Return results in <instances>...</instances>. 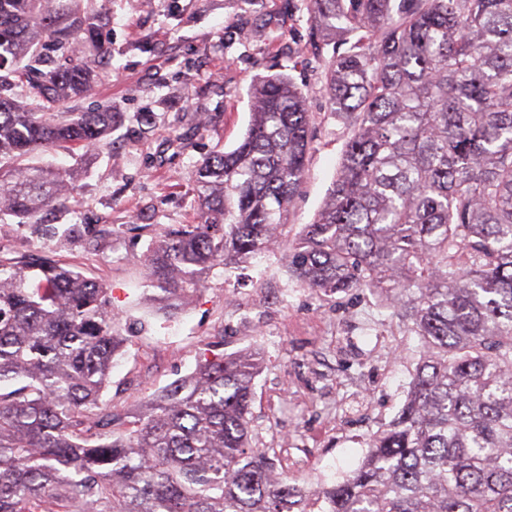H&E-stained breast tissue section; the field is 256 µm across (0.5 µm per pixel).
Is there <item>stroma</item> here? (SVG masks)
Listing matches in <instances>:
<instances>
[{"label": "stroma", "mask_w": 512, "mask_h": 512, "mask_svg": "<svg viewBox=\"0 0 512 512\" xmlns=\"http://www.w3.org/2000/svg\"><path fill=\"white\" fill-rule=\"evenodd\" d=\"M107 50L93 91L68 112L111 111L122 120L108 144L27 158L77 176L76 199L41 223L0 218V251L49 256L78 266L110 290L126 336L105 400L136 410L189 375L209 344L224 354L258 349L255 444L280 449L299 483L343 480L370 436L402 406L418 338L377 296H327L300 287L280 255L238 269L216 268L176 317L144 301L151 286L141 259L155 236L199 221L191 185L198 164L231 149L250 120L251 86L284 72L303 88L312 143L286 239L310 223L327 197L345 142L328 108L330 49L310 45L306 0H89ZM77 224L81 238L62 232Z\"/></svg>", "instance_id": "obj_1"}]
</instances>
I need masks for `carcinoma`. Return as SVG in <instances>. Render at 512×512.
Returning a JSON list of instances; mask_svg holds the SVG:
<instances>
[{
    "label": "carcinoma",
    "mask_w": 512,
    "mask_h": 512,
    "mask_svg": "<svg viewBox=\"0 0 512 512\" xmlns=\"http://www.w3.org/2000/svg\"><path fill=\"white\" fill-rule=\"evenodd\" d=\"M82 2L0 0V160L97 147L119 121L59 111L93 83L74 45L106 52ZM307 4L346 138L286 265L326 296L379 295L415 333L405 404L313 493L252 446L259 351L205 357L116 412L102 393L126 337L108 288L0 255V512H512V0ZM22 60L36 112L12 92ZM305 101L285 73L252 85L244 137L198 168L200 223L145 258L156 310L276 245L311 146ZM75 190L71 172L0 164V215L37 224Z\"/></svg>",
    "instance_id": "carcinoma-1"
}]
</instances>
